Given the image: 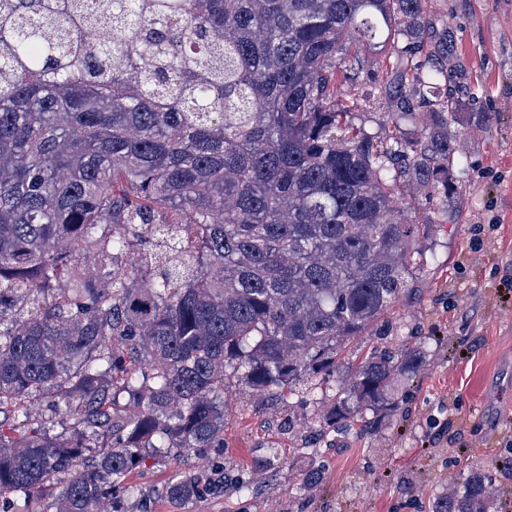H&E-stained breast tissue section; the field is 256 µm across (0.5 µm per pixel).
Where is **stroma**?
I'll list each match as a JSON object with an SVG mask.
<instances>
[{"mask_svg":"<svg viewBox=\"0 0 512 512\" xmlns=\"http://www.w3.org/2000/svg\"><path fill=\"white\" fill-rule=\"evenodd\" d=\"M455 42L448 62L459 104L450 119L465 163L448 172L447 198L410 200L435 223L432 260L420 291L396 302L370 335L347 344L343 366L371 350L397 351L427 340L419 372L396 394L398 409L374 430L317 436L323 405L307 389L293 399L255 396L237 380L224 386V445L146 468L134 479L148 509L127 512H431L434 498L472 473L491 474L498 512H512V0H428ZM381 66L343 87L358 99L355 123L386 119L373 99ZM278 449L280 464L250 497L235 482L253 477L257 456ZM223 466V492L181 504L159 496L177 471ZM322 466L324 483L304 487Z\"/></svg>","mask_w":512,"mask_h":512,"instance_id":"1","label":"stroma"}]
</instances>
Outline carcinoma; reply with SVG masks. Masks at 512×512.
Listing matches in <instances>:
<instances>
[{"label":"carcinoma","instance_id":"carcinoma-1","mask_svg":"<svg viewBox=\"0 0 512 512\" xmlns=\"http://www.w3.org/2000/svg\"><path fill=\"white\" fill-rule=\"evenodd\" d=\"M425 5L0 0L1 498L120 512L147 460L224 447L227 378L269 399L326 381L417 294L434 230L398 185L446 198L440 174L463 164L438 95L448 26ZM388 46V120L369 132L340 76ZM425 348L349 368L316 395L320 432L372 429L362 408L392 405ZM201 483L180 472L161 495ZM493 504L476 474L433 512Z\"/></svg>","mask_w":512,"mask_h":512}]
</instances>
